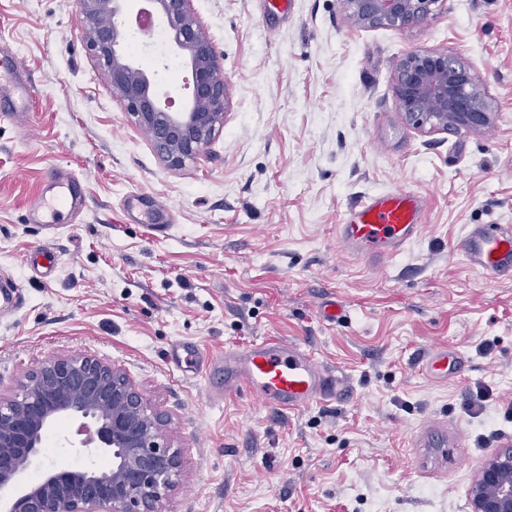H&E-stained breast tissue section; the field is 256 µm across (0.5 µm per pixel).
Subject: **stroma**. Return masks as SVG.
Masks as SVG:
<instances>
[{
	"label": "stroma",
	"instance_id": "stroma-1",
	"mask_svg": "<svg viewBox=\"0 0 512 512\" xmlns=\"http://www.w3.org/2000/svg\"><path fill=\"white\" fill-rule=\"evenodd\" d=\"M193 6L230 105L209 146L171 169L113 97L77 0H0V41L38 88L27 129L0 124V282L22 293L0 311V392L56 356L121 366L189 463L166 512H468L483 460L512 444V275L474 270L461 247L475 226L512 225V0H446L402 30L352 28L339 0H295L280 20L262 0ZM416 49L473 68L497 106L489 128L406 123L392 75ZM60 168L83 182L81 223H27ZM400 187L425 201L418 239L390 260L342 247L345 211ZM130 192L171 206L170 222L125 219ZM45 248L49 279L31 265ZM330 299L345 308L333 324ZM266 337L310 346L347 377L346 397L299 412L244 391L211 404L190 358L166 357L177 341L220 353ZM438 344L466 361L445 383L418 366ZM425 422L447 426V447L417 446ZM74 428L48 425L28 475L108 464L71 448Z\"/></svg>",
	"mask_w": 512,
	"mask_h": 512
}]
</instances>
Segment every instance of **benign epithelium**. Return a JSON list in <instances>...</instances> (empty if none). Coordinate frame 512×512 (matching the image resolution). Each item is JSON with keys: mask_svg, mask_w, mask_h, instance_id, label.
<instances>
[{"mask_svg": "<svg viewBox=\"0 0 512 512\" xmlns=\"http://www.w3.org/2000/svg\"><path fill=\"white\" fill-rule=\"evenodd\" d=\"M193 0H154L191 70L187 106L171 111L144 69L122 51L118 15L125 0H78L82 38L107 73L112 95L156 153L171 167L197 157L224 126L227 82ZM355 28L408 29L442 9L445 0H340ZM393 92L406 122L425 134L478 131L495 117L493 100L471 67L446 51L413 50L395 65ZM79 420L78 447L105 451L112 468L102 475L55 469L37 485L17 488L52 420ZM168 416L152 408L127 372L94 356H60L27 373L15 394H0V491L3 512H163L186 473L173 446ZM469 512H512V448L487 455L468 498Z\"/></svg>", "mask_w": 512, "mask_h": 512, "instance_id": "1", "label": "benign epithelium"}]
</instances>
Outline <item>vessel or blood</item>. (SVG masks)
Here are the masks:
<instances>
[{
  "label": "vessel or blood",
  "instance_id": "b4317fda",
  "mask_svg": "<svg viewBox=\"0 0 512 512\" xmlns=\"http://www.w3.org/2000/svg\"><path fill=\"white\" fill-rule=\"evenodd\" d=\"M37 87L20 67L12 50L0 49V121L26 126ZM85 196L73 176L53 174L46 193L31 202L27 221L31 224L76 223ZM421 196L397 188L363 196L338 227V238L345 249L358 255L388 259L413 241L422 228ZM468 264L475 270L496 275L512 272V226L484 224L471 228L462 242ZM187 353L201 373L218 371L219 381L210 383V401L240 390L259 403L280 410L300 411L315 403L338 400L347 390L343 377L320 364L313 351L300 343L277 339L257 340L225 352L202 356L184 342L174 343L170 357ZM465 362L456 351L444 346L430 347L423 355L424 373L436 380L463 372Z\"/></svg>",
  "mask_w": 512,
  "mask_h": 512
}]
</instances>
